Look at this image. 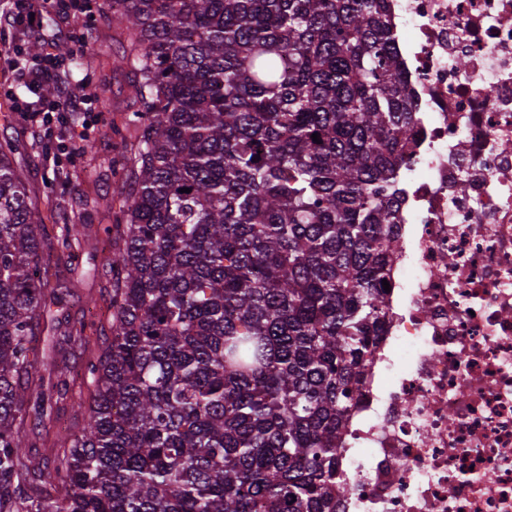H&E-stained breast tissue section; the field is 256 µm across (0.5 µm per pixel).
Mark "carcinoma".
Returning a JSON list of instances; mask_svg holds the SVG:
<instances>
[{"mask_svg":"<svg viewBox=\"0 0 512 512\" xmlns=\"http://www.w3.org/2000/svg\"><path fill=\"white\" fill-rule=\"evenodd\" d=\"M121 2L112 339L51 468L22 424L66 385L28 386L52 246L0 141V512H336L415 136L389 0Z\"/></svg>","mask_w":512,"mask_h":512,"instance_id":"cac0c4a2","label":"carcinoma"}]
</instances>
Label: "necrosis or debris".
I'll return each instance as SVG.
<instances>
[{
  "label": "necrosis or debris",
  "instance_id": "necrosis-or-debris-1",
  "mask_svg": "<svg viewBox=\"0 0 512 512\" xmlns=\"http://www.w3.org/2000/svg\"><path fill=\"white\" fill-rule=\"evenodd\" d=\"M390 4L416 136L336 512H512V0Z\"/></svg>",
  "mask_w": 512,
  "mask_h": 512
}]
</instances>
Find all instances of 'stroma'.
<instances>
[{"label":"stroma","mask_w":512,"mask_h":512,"mask_svg":"<svg viewBox=\"0 0 512 512\" xmlns=\"http://www.w3.org/2000/svg\"><path fill=\"white\" fill-rule=\"evenodd\" d=\"M105 9V0H79L78 10L72 11L68 21H61L49 9L38 17L37 46L49 41L65 44V67L75 79L83 80L87 93L101 103L98 120L88 134L92 148L68 165L66 177H54L48 161L53 150L33 125L14 111L0 116V137L12 136L24 145L26 174L37 197L41 234L54 245L48 279L53 283L62 280L69 286L61 303H48L34 343L40 375L67 368V385L55 393L51 417L31 415L24 423L29 440L49 463L60 452L63 439L83 429L89 394L86 367L112 337V242L104 230L114 224L124 203L117 192L116 171L124 164L135 137L126 117L136 110L137 103L131 92L134 73L115 64L128 48L126 34L120 25L105 19ZM86 30L92 34L87 49L69 44V33ZM72 224L79 232L77 240L66 249L58 246L62 228ZM59 316L84 324L88 338L84 346L56 344L59 331L55 319Z\"/></svg>","instance_id":"35a3bbf8"}]
</instances>
